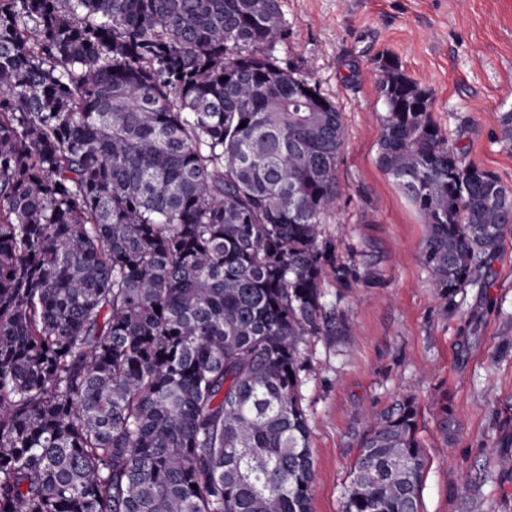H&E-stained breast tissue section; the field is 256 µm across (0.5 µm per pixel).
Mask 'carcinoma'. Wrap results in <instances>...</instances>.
<instances>
[{
  "label": "carcinoma",
  "mask_w": 512,
  "mask_h": 512,
  "mask_svg": "<svg viewBox=\"0 0 512 512\" xmlns=\"http://www.w3.org/2000/svg\"><path fill=\"white\" fill-rule=\"evenodd\" d=\"M287 37L281 0H0V512H310L301 346L354 270L343 118ZM381 68L433 288L486 289L512 191ZM418 417L377 418L345 512H422Z\"/></svg>",
  "instance_id": "cac0c4a2"
}]
</instances>
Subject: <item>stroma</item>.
I'll list each match as a JSON object with an SVG mask.
<instances>
[{
	"label": "stroma",
	"mask_w": 512,
	"mask_h": 512,
	"mask_svg": "<svg viewBox=\"0 0 512 512\" xmlns=\"http://www.w3.org/2000/svg\"><path fill=\"white\" fill-rule=\"evenodd\" d=\"M288 38L276 54L341 112L342 196L324 226L355 274L327 279L324 302L340 335L308 337L299 388L314 464L312 512H345L359 441L404 396L419 408L428 458L423 512H512V234L487 293L441 301L420 258L425 227L378 163L383 58L427 88L449 143L512 190V148L499 115L512 112V0H281ZM454 422L451 452L438 401ZM472 490L461 494V475Z\"/></svg>",
	"instance_id": "obj_1"
}]
</instances>
